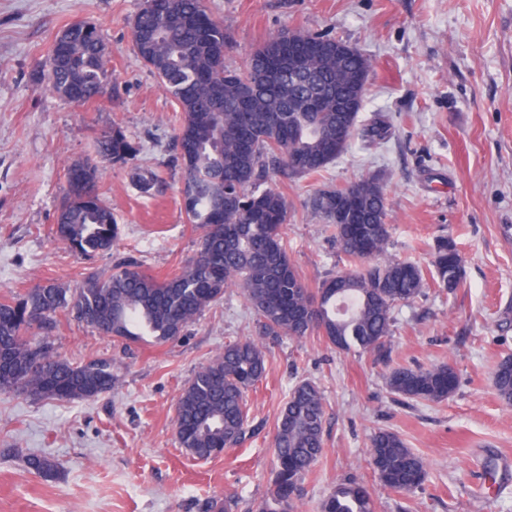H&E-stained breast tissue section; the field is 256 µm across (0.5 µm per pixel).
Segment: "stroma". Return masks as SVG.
Returning <instances> with one entry per match:
<instances>
[{"mask_svg": "<svg viewBox=\"0 0 512 512\" xmlns=\"http://www.w3.org/2000/svg\"><path fill=\"white\" fill-rule=\"evenodd\" d=\"M142 0H0V298L56 281L74 284L119 260H138L161 278L196 250L178 189L175 106L137 56L131 27ZM228 35L224 63L242 68L251 52L284 31L327 32L358 47L372 72L361 122L386 116L390 136L354 141L321 176L276 174L290 205L284 243L310 283L344 264L315 194L368 173L384 178L392 226L389 254L429 266L434 241L452 237L463 281L428 288L395 309L394 364L452 363L456 392L440 403L402 404L386 367L339 354L322 339L267 342L266 372L248 394L250 437L224 455L196 460L176 441V405L194 373L225 343L253 335L254 316L237 288L178 339L124 344L70 316L48 334L73 362L106 358L110 393L61 402L0 391V512H205L233 498L255 512L274 470L276 421L290 389L315 382L326 401L325 451L302 483L298 512H320L336 482L355 478L377 512H512V406L492 377L512 354V0H207ZM101 31L115 89L77 106L48 89V58L65 27ZM121 123L141 146L139 161L159 184L142 194L123 172L106 170L100 193L120 228L112 251L87 262L55 239L65 174L94 156L101 134ZM397 433L424 460L421 489H385L367 464L369 438ZM55 460L51 476L29 454Z\"/></svg>", "mask_w": 512, "mask_h": 512, "instance_id": "35a3bbf8", "label": "stroma"}]
</instances>
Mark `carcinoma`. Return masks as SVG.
Instances as JSON below:
<instances>
[{"mask_svg": "<svg viewBox=\"0 0 512 512\" xmlns=\"http://www.w3.org/2000/svg\"><path fill=\"white\" fill-rule=\"evenodd\" d=\"M202 15L203 25L188 19ZM49 56L48 87L79 105L92 103L111 86L98 28L67 26ZM135 51L180 112L177 161L183 170L180 196L187 222L199 231L194 255L159 280L125 260L76 285L47 282L0 300V390L20 389L59 401L90 400L112 391V363H73L30 341L33 329L48 331L60 312L117 341L149 336L176 339L210 305L236 286L256 322L254 336L229 342L195 372L178 400L177 442L195 459L218 457L244 441L247 396L266 371L264 340L321 335L339 352L359 351L388 364L394 310L413 303L433 282L453 290L462 278L454 239L434 248L429 271L417 263L385 256L391 237L383 178L366 175L347 185L328 186L313 199L327 221L347 265L311 288L290 262L283 243L288 202L269 184L280 169L288 177L320 175L344 154L356 136L378 144L391 133L376 114L358 129L369 59L328 34L292 31L259 45L241 70L224 67L216 53L225 45L224 26L205 0H171L161 12L143 0L132 23ZM307 56L301 73L288 67L266 79L269 54L287 39ZM251 111H239L242 88ZM96 153L112 169L125 171L148 194L158 174L139 162V145L118 125L102 134ZM83 182L65 189L55 217V236L85 260L112 251L119 225L101 198L100 166L72 163ZM459 384L453 364L428 368L398 366L387 375L391 392L403 401L441 402ZM493 387L512 405V356L497 364ZM325 402L313 382L294 385L277 418L276 470L258 512H293L301 484L324 453ZM369 464L381 484L394 492L417 489L426 476L423 460L395 433L380 430L370 439ZM28 465L44 476L56 464L41 456ZM321 512H377L369 488L350 480L336 485Z\"/></svg>", "mask_w": 512, "mask_h": 512, "instance_id": "obj_1", "label": "carcinoma"}]
</instances>
